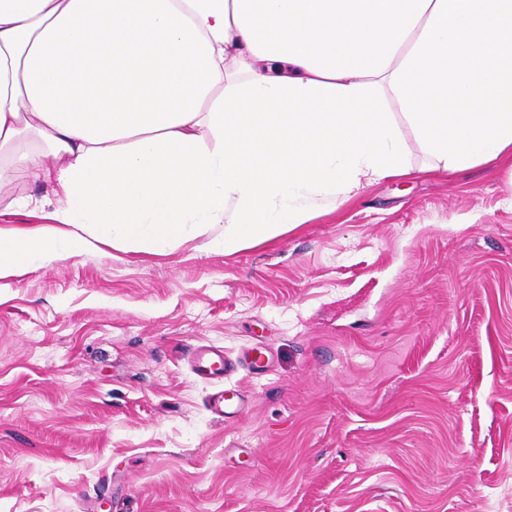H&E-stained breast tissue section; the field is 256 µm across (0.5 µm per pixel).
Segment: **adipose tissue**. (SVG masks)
Returning a JSON list of instances; mask_svg holds the SVG:
<instances>
[{
  "mask_svg": "<svg viewBox=\"0 0 512 512\" xmlns=\"http://www.w3.org/2000/svg\"><path fill=\"white\" fill-rule=\"evenodd\" d=\"M390 100L431 170L512 157V0H0V189L58 201L0 277L104 228L271 239L407 172Z\"/></svg>",
  "mask_w": 512,
  "mask_h": 512,
  "instance_id": "adipose-tissue-1",
  "label": "adipose tissue"
}]
</instances>
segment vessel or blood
I'll return each instance as SVG.
<instances>
[{
    "label": "vessel or blood",
    "instance_id": "1",
    "mask_svg": "<svg viewBox=\"0 0 512 512\" xmlns=\"http://www.w3.org/2000/svg\"><path fill=\"white\" fill-rule=\"evenodd\" d=\"M190 366L198 378L214 386L207 402L209 413L220 420L231 421L243 413L247 401L240 393L231 394L221 389V382L241 367L255 374L268 372L270 357L267 349L253 348L245 352L241 359L231 360L225 357L221 349L200 345L192 351Z\"/></svg>",
    "mask_w": 512,
    "mask_h": 512
}]
</instances>
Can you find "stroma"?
<instances>
[{"instance_id":"stroma-1","label":"stroma","mask_w":512,"mask_h":512,"mask_svg":"<svg viewBox=\"0 0 512 512\" xmlns=\"http://www.w3.org/2000/svg\"><path fill=\"white\" fill-rule=\"evenodd\" d=\"M409 174L235 251H60L0 278V512H512V158ZM33 199L18 209L12 199ZM16 173L0 231L49 225ZM270 372L215 419L193 345Z\"/></svg>"}]
</instances>
